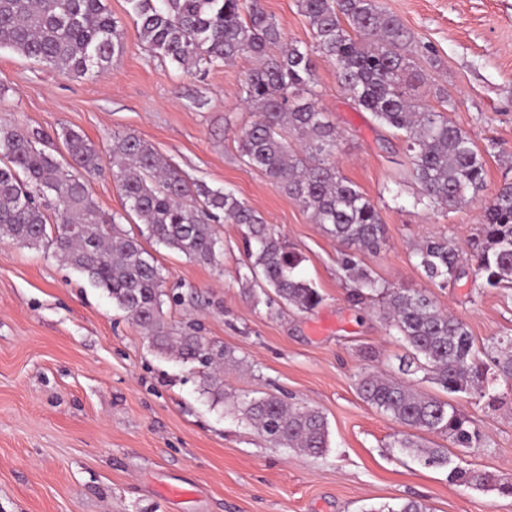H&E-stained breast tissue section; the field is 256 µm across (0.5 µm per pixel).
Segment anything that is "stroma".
I'll return each instance as SVG.
<instances>
[{"instance_id": "stroma-1", "label": "stroma", "mask_w": 512, "mask_h": 512, "mask_svg": "<svg viewBox=\"0 0 512 512\" xmlns=\"http://www.w3.org/2000/svg\"><path fill=\"white\" fill-rule=\"evenodd\" d=\"M289 41L312 44L296 0H261ZM413 38L420 66L450 100L449 119L486 159L482 196L449 213L417 205L396 189L402 143L371 120L340 85L334 61L316 57L319 107L340 133L335 162L380 212L385 241L359 255L380 283L424 289L466 322L476 342L512 336V289L464 278L440 287L413 255L420 242L448 238L464 260L480 231L485 196L512 174V0H380ZM124 52L102 73L60 75L0 50V123L56 136L84 134L98 149L85 177L106 213L126 217L112 179V138L135 134L189 180L225 187L260 213L302 257L299 274L322 295L310 312L258 303L239 274L247 229L220 224L218 265L151 245L168 292L167 325L230 348L227 400L213 403L190 366L160 357L141 329L85 274L51 249L0 241V512H366L416 499L432 512H512V497L465 487L396 445L403 428L357 391L366 371L397 374L407 355L373 302H353L341 244L288 195L246 165L241 130L256 119L243 85L254 68L241 57L190 75L153 58L127 16L107 0ZM501 404L464 394L450 402L483 436L458 465L512 480V385ZM272 393L325 415L329 449L307 456L278 448L236 410Z\"/></svg>"}]
</instances>
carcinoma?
Listing matches in <instances>:
<instances>
[{
  "label": "carcinoma",
  "mask_w": 512,
  "mask_h": 512,
  "mask_svg": "<svg viewBox=\"0 0 512 512\" xmlns=\"http://www.w3.org/2000/svg\"><path fill=\"white\" fill-rule=\"evenodd\" d=\"M141 43L154 57L186 73L243 56L259 61L246 77L244 101L258 114L237 139L244 162L288 194L345 250L340 264L354 283L352 296L380 298L390 329L411 349L399 365L401 377L366 372L358 381L362 398L407 428L438 434L450 447L428 448L406 434L400 448L427 466L449 469L462 485L481 486L491 476L454 465L450 448H475L481 433L445 400L419 392L410 376L424 378L449 394H476L496 401L489 385L512 384V336L479 346L465 322L443 310L423 291L379 283L355 251L376 249L384 227L379 211L357 186L336 170L338 133L315 101V61L336 64L340 84L382 128L403 132L399 180L418 186L417 203L451 212L483 191L485 158L472 138L412 94L429 78L411 59V36L380 0H296L314 42L285 43L275 18L261 0H126ZM8 48L62 75L82 77L106 69L124 50L122 30L106 0H0V49ZM39 132L0 124V240L53 253L103 290L141 328L161 355L175 353L199 366L204 391L224 400L221 365L233 351L190 332H173L163 320L168 292L157 258L126 231L116 215L103 212L81 175L39 147ZM62 143L74 165L99 170L95 145L72 129ZM112 177L119 183L126 214L144 224L146 239L201 264L216 265L223 247L214 225L246 226L254 247L241 278L273 290L300 312L322 301L296 269L302 258L264 218L233 192L206 182L186 181L148 141L133 135L112 138ZM473 277L490 288L512 287V182L500 185L483 207L472 242ZM418 266L444 287L468 275L458 249L446 238L428 239L415 250ZM258 432L281 448L320 455L328 448L323 414L294 407L275 395L246 403ZM368 512H430L408 500Z\"/></svg>",
  "instance_id": "cac0c4a2"
}]
</instances>
